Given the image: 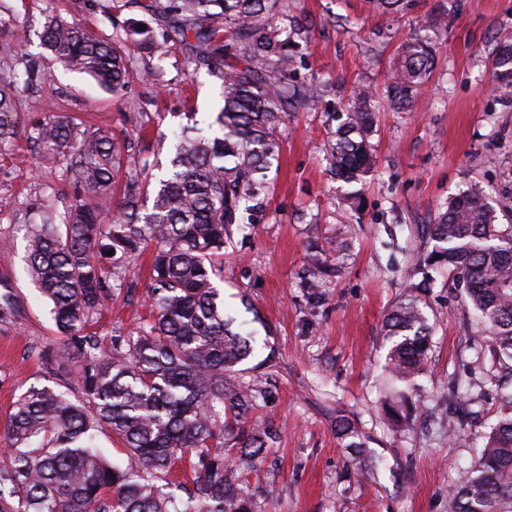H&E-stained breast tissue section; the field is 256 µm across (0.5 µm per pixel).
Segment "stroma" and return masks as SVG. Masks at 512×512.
Returning <instances> with one entry per match:
<instances>
[{
	"label": "stroma",
	"instance_id": "1",
	"mask_svg": "<svg viewBox=\"0 0 512 512\" xmlns=\"http://www.w3.org/2000/svg\"><path fill=\"white\" fill-rule=\"evenodd\" d=\"M8 0L0 24L39 32L44 16L80 19L103 38L112 21L155 26L145 0ZM307 32L295 50L293 78L325 80L329 91L298 108L281 126L273 192L256 222L224 250V301L247 330L273 348L270 366L257 369L273 397L263 420L278 432L268 453L242 471L256 512H453L449 495L459 470L475 457L497 422L496 387L486 374L476 326L467 324L460 291L450 276L432 271L434 336L427 370L407 391L421 421L392 426L382 402L392 384L386 371L383 321L404 291L417 230L439 206L473 181L482 183L500 223L512 222V94L491 80L496 36L512 32V0H409L391 14L370 0H283ZM447 13V26L429 33L436 48L433 74L414 90V105L391 107L397 57L415 38V20ZM363 87L377 115L371 137L375 167L355 208H346V184L333 179L325 145L346 119L354 87ZM221 86L206 68L188 63L181 48L154 61L149 77L115 98L84 74L45 61L44 78L20 95L10 120L17 134L0 149V278L21 297L20 318L0 322V426L30 384H66L39 353L60 343L50 304L24 274L25 226L36 207L65 208L73 188L63 166H37L25 131L55 111L103 127L131 141L135 152L168 161L172 132L193 113L214 122ZM330 252L339 268L318 300L304 288L309 245ZM134 287L104 313L94 330L102 338L137 330L145 314L148 261L134 260ZM473 380L478 401L447 405L450 382ZM357 419L367 453L382 465L374 476L355 469L336 437L338 415ZM273 490L265 502L264 490Z\"/></svg>",
	"mask_w": 512,
	"mask_h": 512
}]
</instances>
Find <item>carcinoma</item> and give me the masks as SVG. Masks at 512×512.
Returning <instances> with one entry per match:
<instances>
[{
  "mask_svg": "<svg viewBox=\"0 0 512 512\" xmlns=\"http://www.w3.org/2000/svg\"><path fill=\"white\" fill-rule=\"evenodd\" d=\"M147 11L163 19V41L135 23L115 25L108 41L60 15L39 32L45 55L118 95L133 73L131 52L159 58L173 40L189 59L221 81L222 136L208 139L186 124L174 133L169 166L153 178L149 162L131 144L105 130L84 127L51 111L31 126L37 157L67 163L74 202L26 229L27 272L52 313L63 349L42 359L74 367L71 392L31 385L13 403L0 443V512H254L238 464L224 453L225 437L242 458L263 456L276 433L255 416L266 402L261 379L245 365L268 342L234 328L224 308L225 243L254 221L269 172L278 160L276 134L291 111L321 94L317 82L293 80L289 51L298 34L280 13V0H165ZM281 20H275L276 14ZM28 28L0 41V62L24 61V70L0 83V144L14 135L2 116L15 111L20 91L43 76L28 53ZM426 40L403 47L396 68L399 91L418 86L435 69ZM494 85L512 88V33L499 34L492 59ZM366 92L353 93L346 121L331 136L325 160L347 185L362 182L374 165V114ZM128 168L112 205L116 178ZM431 265L463 288V307L480 328L489 369L499 383L506 414L484 435L478 462L452 492L455 512H512V224H501L473 181L439 207L429 225ZM153 248L149 316L136 334L104 345L92 331L103 311L128 286L131 262ZM329 256L306 254L313 278L304 282L321 298L320 272ZM408 272L406 294L383 325L387 368L407 382L427 370L432 343L426 293L431 285ZM0 320L21 312V300L0 282ZM107 429L127 464L117 465L97 446ZM336 437L359 455L365 435L349 418L336 420ZM192 475L193 495L176 490L173 473Z\"/></svg>",
  "mask_w": 512,
  "mask_h": 512,
  "instance_id": "1",
  "label": "carcinoma"
}]
</instances>
